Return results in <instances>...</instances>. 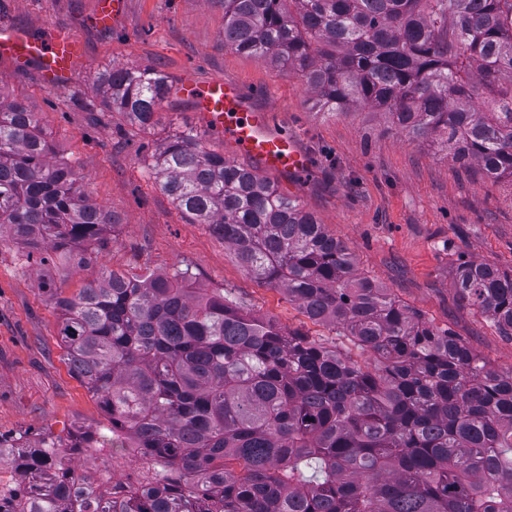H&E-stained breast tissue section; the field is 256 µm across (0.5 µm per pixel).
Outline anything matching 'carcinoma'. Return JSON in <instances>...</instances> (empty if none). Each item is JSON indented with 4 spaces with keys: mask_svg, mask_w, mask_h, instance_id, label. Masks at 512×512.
I'll return each mask as SVG.
<instances>
[{
    "mask_svg": "<svg viewBox=\"0 0 512 512\" xmlns=\"http://www.w3.org/2000/svg\"><path fill=\"white\" fill-rule=\"evenodd\" d=\"M224 48L292 67L327 111L363 104L453 161L512 179V0H221ZM142 127L169 95L150 67L98 74ZM483 101V107L476 106ZM26 103L0 96V227L26 263L63 277L73 373L137 449L154 485L118 498L72 454L106 436L0 437L25 512H512V373L479 360L358 274L354 253L256 170L176 133L154 155L161 190L208 224L261 285L373 357L247 313L187 268L130 276L98 264L120 223L94 203ZM458 300L512 336V270L457 268Z\"/></svg>",
    "mask_w": 512,
    "mask_h": 512,
    "instance_id": "obj_1",
    "label": "carcinoma"
}]
</instances>
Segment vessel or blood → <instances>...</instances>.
I'll list each match as a JSON object with an SVG mask.
<instances>
[{"mask_svg":"<svg viewBox=\"0 0 512 512\" xmlns=\"http://www.w3.org/2000/svg\"><path fill=\"white\" fill-rule=\"evenodd\" d=\"M78 56L77 40L68 32L54 31L44 37L28 26L0 25V57L22 66L37 65L47 87L69 83ZM180 91L194 102L207 128L223 132L264 171L300 175L310 168L311 158L296 138L272 128L263 114L253 111L237 84L221 78L206 82L188 78L181 82Z\"/></svg>","mask_w":512,"mask_h":512,"instance_id":"vessel-or-blood-1","label":"vessel or blood"}]
</instances>
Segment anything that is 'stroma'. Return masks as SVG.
<instances>
[{"label": "stroma", "mask_w": 512, "mask_h": 512, "mask_svg": "<svg viewBox=\"0 0 512 512\" xmlns=\"http://www.w3.org/2000/svg\"><path fill=\"white\" fill-rule=\"evenodd\" d=\"M96 0H0V23L41 32L63 27L81 42L72 81L52 90L35 66L0 59V92L40 112L60 157L78 166L92 201L122 219L99 255L130 274L190 269L198 287L231 289L248 312L315 339L333 340L279 290L258 284L209 225L189 223L160 190L151 164L172 132L238 164L249 159L209 131L191 100L171 93L142 128L103 102L96 76L106 68L148 66L180 83L223 78L253 110L293 134L312 159L308 173L270 175L280 191L344 241L358 272L435 326L451 329L488 364L512 370V338L459 303L456 270L468 260L512 269V180L493 182L478 165L455 163L439 141H410L388 117L357 105L320 110L296 74L224 47L222 0H127L113 31L98 30ZM23 247L0 235V436L55 434L106 425V415L71 371L50 292L76 293L81 276L27 265Z\"/></svg>", "instance_id": "obj_1"}]
</instances>
